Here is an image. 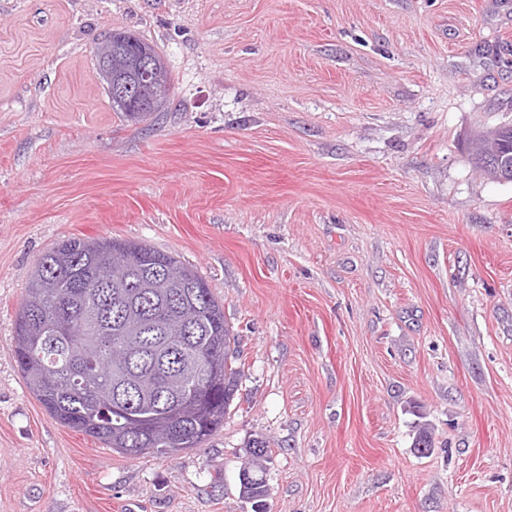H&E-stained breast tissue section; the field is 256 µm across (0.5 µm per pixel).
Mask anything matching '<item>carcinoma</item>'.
<instances>
[{"label": "carcinoma", "mask_w": 512, "mask_h": 512, "mask_svg": "<svg viewBox=\"0 0 512 512\" xmlns=\"http://www.w3.org/2000/svg\"><path fill=\"white\" fill-rule=\"evenodd\" d=\"M504 130L479 141L495 157ZM131 265L99 275L115 249ZM14 353L29 392L63 426L123 455H175L224 425L242 377L237 338L206 281L144 243L71 237L35 262L16 314ZM269 441L255 437L240 468L242 497L268 496Z\"/></svg>", "instance_id": "cac0c4a2"}]
</instances>
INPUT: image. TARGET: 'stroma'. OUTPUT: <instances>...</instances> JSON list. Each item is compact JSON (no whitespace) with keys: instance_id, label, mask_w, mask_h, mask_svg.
I'll use <instances>...</instances> for the list:
<instances>
[{"instance_id":"obj_1","label":"stroma","mask_w":512,"mask_h":512,"mask_svg":"<svg viewBox=\"0 0 512 512\" xmlns=\"http://www.w3.org/2000/svg\"><path fill=\"white\" fill-rule=\"evenodd\" d=\"M174 90L113 111L95 43ZM512 0H0V512H512ZM138 241L224 306L223 427L130 458L53 419L14 357L38 257ZM434 448L414 447L419 424ZM510 127H505V128L495 131L493 134H491L490 137L480 140L474 147L473 157L475 158V156H478L477 159H474L476 167L480 168L482 171H484L485 173H487L490 176H492V170L487 169L486 166L480 167L478 165V163L476 164V162H477L476 160H478L480 156L481 157L482 156L483 157H492V158L495 157V152H499V150H500V146H499V143L497 142V140L501 139V136L504 133V131H508ZM511 131H512V127H511ZM252 448H260V454L253 451ZM269 441L262 437H254L249 440L244 448L240 469H248L250 471V484L245 487L239 479L240 493L247 500H254L253 504L263 505L265 498L268 496L267 472L269 463Z\"/></svg>"}]
</instances>
